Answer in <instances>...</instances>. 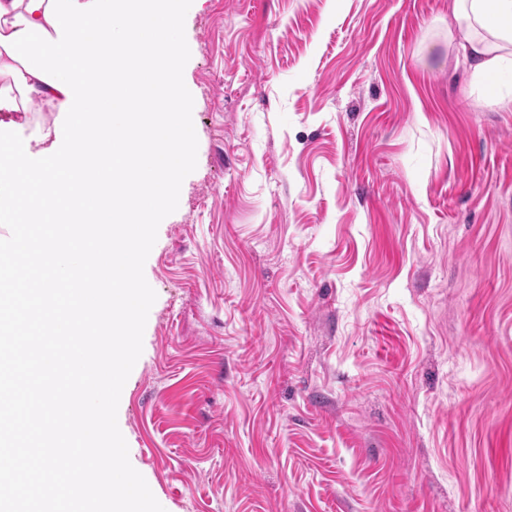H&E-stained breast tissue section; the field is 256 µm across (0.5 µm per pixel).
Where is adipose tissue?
Returning <instances> with one entry per match:
<instances>
[{
  "mask_svg": "<svg viewBox=\"0 0 512 512\" xmlns=\"http://www.w3.org/2000/svg\"><path fill=\"white\" fill-rule=\"evenodd\" d=\"M452 13L473 85L494 88L503 71H512V0H453ZM0 74L12 77L18 91L15 98L0 99V112H25L36 101L57 110L66 101L63 92L29 74L1 47Z\"/></svg>",
  "mask_w": 512,
  "mask_h": 512,
  "instance_id": "obj_1",
  "label": "adipose tissue"
}]
</instances>
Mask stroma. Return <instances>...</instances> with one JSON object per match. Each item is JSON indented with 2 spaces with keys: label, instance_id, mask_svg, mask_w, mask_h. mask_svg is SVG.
Segmentation results:
<instances>
[{
  "label": "stroma",
  "instance_id": "stroma-1",
  "mask_svg": "<svg viewBox=\"0 0 512 512\" xmlns=\"http://www.w3.org/2000/svg\"><path fill=\"white\" fill-rule=\"evenodd\" d=\"M452 2L192 0L117 412L165 512H512V96Z\"/></svg>",
  "mask_w": 512,
  "mask_h": 512
}]
</instances>
